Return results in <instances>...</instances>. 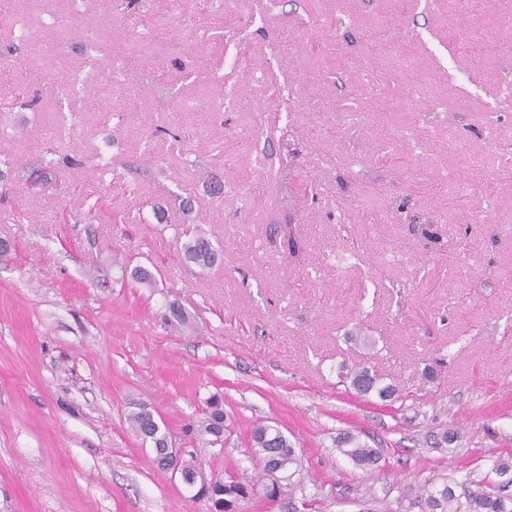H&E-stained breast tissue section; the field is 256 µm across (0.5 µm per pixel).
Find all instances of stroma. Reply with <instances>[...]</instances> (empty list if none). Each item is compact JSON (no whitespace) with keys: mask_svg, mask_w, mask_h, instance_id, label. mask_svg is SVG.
Wrapping results in <instances>:
<instances>
[{"mask_svg":"<svg viewBox=\"0 0 512 512\" xmlns=\"http://www.w3.org/2000/svg\"><path fill=\"white\" fill-rule=\"evenodd\" d=\"M375 29L408 50L367 42ZM13 43L0 95L27 96L0 134V512H209L132 432L142 407L221 478L252 474L256 424L288 435L293 500L242 512L302 498L421 512L427 481L498 485L495 461L512 460V0H154L133 25L111 0H12L0 47ZM273 112L304 133L296 182L319 197L278 204V140L258 129ZM48 154L60 186L40 191L19 174ZM66 155L102 158L115 181ZM374 171L376 189L360 179ZM185 202L203 225L184 223ZM200 230L223 267L186 261ZM363 366L398 398L340 383ZM214 396L221 448L185 434ZM346 431L380 449L375 470L338 453Z\"/></svg>","mask_w":512,"mask_h":512,"instance_id":"obj_1","label":"stroma"}]
</instances>
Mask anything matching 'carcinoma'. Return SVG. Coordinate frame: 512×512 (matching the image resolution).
Here are the masks:
<instances>
[{
    "label": "carcinoma",
    "mask_w": 512,
    "mask_h": 512,
    "mask_svg": "<svg viewBox=\"0 0 512 512\" xmlns=\"http://www.w3.org/2000/svg\"><path fill=\"white\" fill-rule=\"evenodd\" d=\"M145 0H113V10L124 18L141 15ZM301 133L292 132V144H279V169L286 176L298 164L301 157L299 145ZM55 161L34 165L28 172L26 181L32 187L45 188L55 183ZM186 260L205 270L223 262V249L213 243L205 232H198L184 246ZM350 386L359 394L367 396L374 393L382 400L392 399L398 393L393 384L382 383L376 373L362 367L346 375ZM131 430L144 441L153 445V451L159 452L166 447L169 437L146 408L132 413L129 417ZM197 434L208 445L226 441L224 409L222 403L214 398L209 402L208 410L198 422ZM336 450L348 458L356 467L371 471L377 467L380 450L370 447L360 436L351 432L342 434L336 440ZM248 454L254 466L255 476L245 478L231 477L227 480L207 474L203 462L191 456L184 460V469L199 483L200 498L209 503L211 512H240L242 502L259 493L275 500L285 493L295 490L290 482V471H298L301 459L292 442L278 427L258 424L253 427L248 441ZM421 512H512V495L502 491L481 489L464 494L465 502L459 501L454 489L444 481L428 482L416 493Z\"/></svg>",
    "instance_id": "1"
}]
</instances>
